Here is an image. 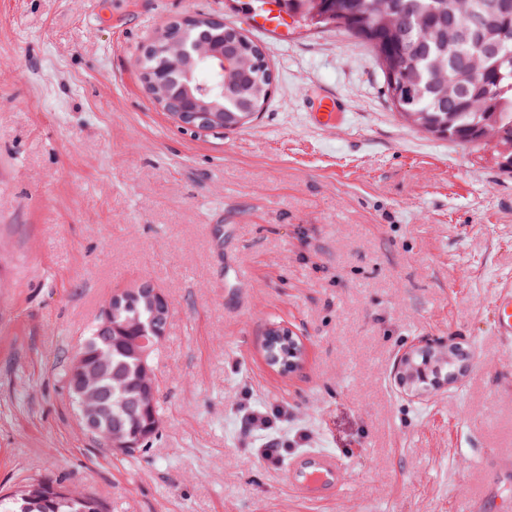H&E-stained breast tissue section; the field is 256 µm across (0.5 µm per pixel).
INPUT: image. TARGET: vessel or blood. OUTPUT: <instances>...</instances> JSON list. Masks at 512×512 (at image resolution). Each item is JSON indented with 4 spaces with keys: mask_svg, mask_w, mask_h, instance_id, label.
Returning <instances> with one entry per match:
<instances>
[{
    "mask_svg": "<svg viewBox=\"0 0 512 512\" xmlns=\"http://www.w3.org/2000/svg\"><path fill=\"white\" fill-rule=\"evenodd\" d=\"M494 329L504 344L512 343V285L501 289L494 302ZM482 467L491 481L469 497L465 512H487L496 505L499 512H512V500L499 497L498 481L512 476V460L484 459ZM342 473L340 457L324 450H308L295 456L288 464L287 481L301 500L311 501L328 496L337 486Z\"/></svg>",
    "mask_w": 512,
    "mask_h": 512,
    "instance_id": "b4317fda",
    "label": "vessel or blood"
}]
</instances>
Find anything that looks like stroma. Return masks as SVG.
Masks as SVG:
<instances>
[{
  "label": "stroma",
  "instance_id": "1",
  "mask_svg": "<svg viewBox=\"0 0 512 512\" xmlns=\"http://www.w3.org/2000/svg\"><path fill=\"white\" fill-rule=\"evenodd\" d=\"M185 14L243 28L274 72L258 117L185 131L141 49ZM337 99L336 123L315 114ZM147 281L172 315L163 420L115 457L79 426L65 366L105 300ZM512 173L409 127L367 43L248 25L240 0H0V495L42 477L108 512H462L474 464L512 448ZM300 368L271 367L270 323ZM423 336L469 347L422 398L393 376ZM287 410L344 463L324 501L264 464L241 407ZM494 329L504 344L512 343V285L501 289L495 299Z\"/></svg>",
  "mask_w": 512,
  "mask_h": 512
}]
</instances>
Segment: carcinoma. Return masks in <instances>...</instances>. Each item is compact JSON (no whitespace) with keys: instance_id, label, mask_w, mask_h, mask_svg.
<instances>
[{"instance_id":"1","label":"carcinoma","mask_w":512,"mask_h":512,"mask_svg":"<svg viewBox=\"0 0 512 512\" xmlns=\"http://www.w3.org/2000/svg\"><path fill=\"white\" fill-rule=\"evenodd\" d=\"M488 0H325L329 17L320 25L333 24L349 36L366 41L382 74L385 95L394 100L387 72L405 66L409 90L399 94L404 111L416 115L415 128L438 139L472 150L481 147L475 129L486 115L493 117L491 132L503 144L512 145V41L494 54L500 31H512V9L501 12L488 25H461L477 2ZM290 13L315 20V0H284ZM167 48L191 43L224 46V52L240 59L224 76V129L239 128L241 113L264 102L267 84L259 77L260 46L242 32L232 33L216 23L183 27L169 25L162 33ZM166 53L144 50L142 69H161ZM153 311L142 300H133L119 321L146 324ZM111 332L98 325L82 339L89 350L92 369L98 371L103 391L114 401H129L136 389L121 387L113 375L135 369L134 359L115 342Z\"/></svg>"}]
</instances>
